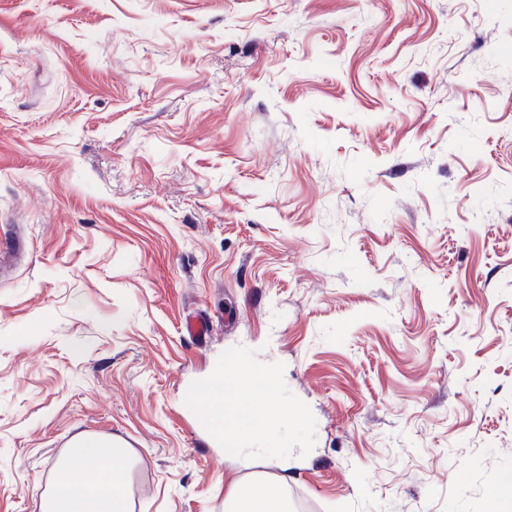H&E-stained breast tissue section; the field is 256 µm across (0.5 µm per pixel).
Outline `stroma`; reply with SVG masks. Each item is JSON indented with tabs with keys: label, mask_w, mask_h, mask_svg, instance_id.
<instances>
[{
	"label": "stroma",
	"mask_w": 512,
	"mask_h": 512,
	"mask_svg": "<svg viewBox=\"0 0 512 512\" xmlns=\"http://www.w3.org/2000/svg\"><path fill=\"white\" fill-rule=\"evenodd\" d=\"M0 512H512V0H0ZM211 323L206 348L182 332ZM303 413L231 458L193 396ZM132 462V448L112 446L97 435L80 437L78 444L67 449L62 461L65 470L78 473L80 482L57 484L40 510L128 512L125 485ZM228 503V512H288L284 485L260 477L233 485Z\"/></svg>",
	"instance_id": "stroma-1"
}]
</instances>
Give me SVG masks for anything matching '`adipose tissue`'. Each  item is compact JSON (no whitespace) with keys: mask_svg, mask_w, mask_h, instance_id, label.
Returning a JSON list of instances; mask_svg holds the SVG:
<instances>
[{"mask_svg":"<svg viewBox=\"0 0 512 512\" xmlns=\"http://www.w3.org/2000/svg\"><path fill=\"white\" fill-rule=\"evenodd\" d=\"M255 378L254 368L247 364L216 369L199 391L209 404L204 418L207 429L223 430L224 412L229 408L234 409L237 422L231 436L240 443L265 435L274 423L299 419V412L273 409L256 401ZM132 462V449L112 446L101 436H82L67 449L62 461L65 470L78 473L79 482L56 485L43 501L41 512H129L125 485ZM228 503V512H288L284 485L259 477L233 485Z\"/></svg>","mask_w":512,"mask_h":512,"instance_id":"obj_1","label":"adipose tissue"}]
</instances>
